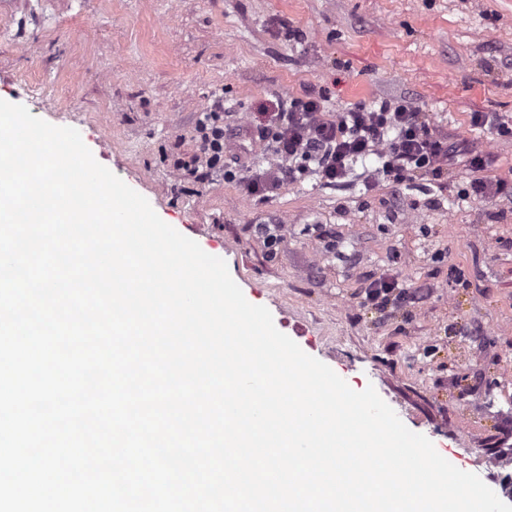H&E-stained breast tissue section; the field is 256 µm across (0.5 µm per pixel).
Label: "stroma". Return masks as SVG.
Listing matches in <instances>:
<instances>
[{"label": "stroma", "mask_w": 512, "mask_h": 512, "mask_svg": "<svg viewBox=\"0 0 512 512\" xmlns=\"http://www.w3.org/2000/svg\"><path fill=\"white\" fill-rule=\"evenodd\" d=\"M308 94L332 112L409 102L439 136L491 154L486 177L512 180V140L470 122L512 117V0H0V99L77 129L165 223L224 259L275 326L302 324L306 354L353 390L374 387L450 463L486 476L476 451L512 427V197L460 196L462 166L443 191L370 189L368 160L344 184L310 175L261 202L174 165L220 96L227 165L267 167L245 114ZM261 224L287 225L277 252ZM438 252L469 287L406 323L354 308L366 276L421 284Z\"/></svg>", "instance_id": "1"}]
</instances>
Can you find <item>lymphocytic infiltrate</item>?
<instances>
[{
    "label": "lymphocytic infiltrate",
    "instance_id": "f902f5d3",
    "mask_svg": "<svg viewBox=\"0 0 512 512\" xmlns=\"http://www.w3.org/2000/svg\"><path fill=\"white\" fill-rule=\"evenodd\" d=\"M246 128L271 157L265 170L231 169L225 164L229 141L220 100L198 113L196 150L190 159L177 160V167L201 180L223 173L225 179L242 183L249 195L263 199L283 183L298 181L310 172L323 184L342 183L352 164L368 157L377 161L367 180L371 187L382 178L399 187L420 178L443 190L454 166L461 164L475 173L463 190L465 196L491 199L512 194L511 181L484 178L489 165L485 156L435 135L427 114L406 102H384L376 107L356 104L331 113L321 98L309 95L250 113ZM437 290L434 283L412 288L395 276L370 277L362 283L356 299L359 309L381 312L390 308L408 319Z\"/></svg>",
    "mask_w": 512,
    "mask_h": 512
}]
</instances>
